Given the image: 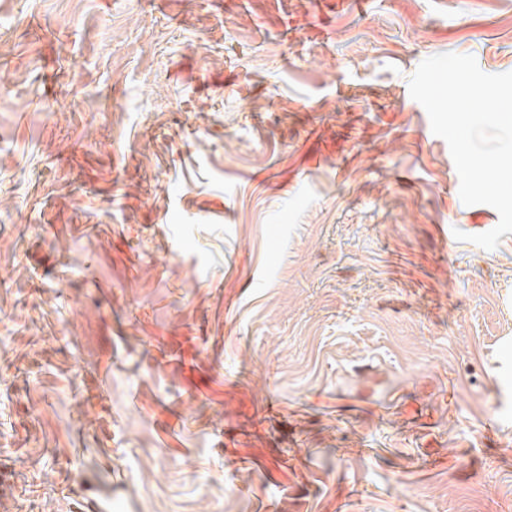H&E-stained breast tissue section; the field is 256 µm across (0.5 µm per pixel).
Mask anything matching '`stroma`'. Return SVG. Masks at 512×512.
Listing matches in <instances>:
<instances>
[{
    "mask_svg": "<svg viewBox=\"0 0 512 512\" xmlns=\"http://www.w3.org/2000/svg\"><path fill=\"white\" fill-rule=\"evenodd\" d=\"M442 53L512 0H0V512H512Z\"/></svg>",
    "mask_w": 512,
    "mask_h": 512,
    "instance_id": "stroma-1",
    "label": "stroma"
}]
</instances>
